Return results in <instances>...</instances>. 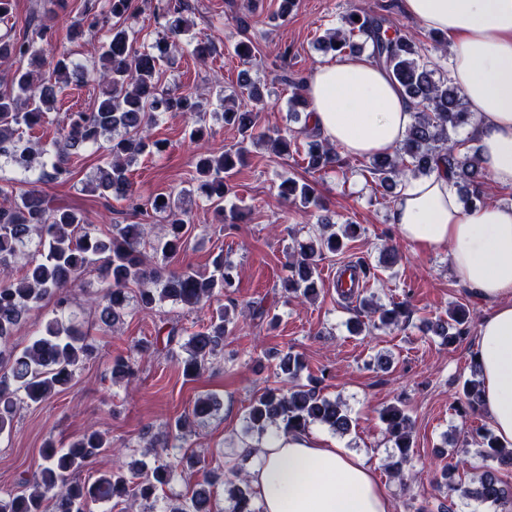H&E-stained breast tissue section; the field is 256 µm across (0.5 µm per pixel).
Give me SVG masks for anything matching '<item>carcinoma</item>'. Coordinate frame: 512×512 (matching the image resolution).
<instances>
[{
  "label": "carcinoma",
  "instance_id": "cac0c4a2",
  "mask_svg": "<svg viewBox=\"0 0 512 512\" xmlns=\"http://www.w3.org/2000/svg\"><path fill=\"white\" fill-rule=\"evenodd\" d=\"M188 5L184 0H155L154 14L161 21L163 36L138 49V32L129 24L133 17V0H107L99 13H86L68 32L72 39L102 34L100 46L89 60H76L68 55H52L50 48L56 30L41 23L31 34L17 38L10 31L0 34V63L18 61L26 66L10 76L11 90L0 91V158L24 172L40 167L38 180H57L68 174L70 151L92 147L105 152L102 165L88 183V188L104 197L126 202L127 206L149 218L167 224L165 240L154 248L160 260L151 261L143 253V224H114L112 233L103 232L90 224L82 214L66 207L51 206L46 194L31 187L17 196L13 206L0 209V435L13 427L16 400L38 404L63 391L74 380L76 369L94 357L95 346L75 324L70 312V288L86 269L97 266L103 283L100 293L90 301L98 314L99 323L110 328L123 318L129 307L128 289L138 287L136 307L152 312L159 304L171 301L189 310L204 307L217 294L233 287L231 266L224 264V255L216 256L215 271L209 276L188 270H171L167 260L187 246V212L182 207L183 192L159 194L148 202L142 201L134 189L128 167L134 156L159 153L162 144L148 135L149 127L165 112H187L193 120L190 140L199 142L208 134L206 125L209 100L191 92L164 86L160 79L161 63L169 60L173 50L186 48L199 59L206 60L214 52L210 41L190 36L191 23L185 16ZM235 42L234 54L244 64L250 63L256 48L245 29ZM327 53L340 54L366 47L371 56L385 66L401 85L405 95L416 106L414 123L408 128L402 146L394 153L374 157L370 172L379 186L391 191L410 175L414 178L445 171L463 193L465 204L485 201L482 186L485 172L479 150L466 142L452 139L448 131L470 123L464 97L448 78L437 76L436 63L421 53L420 42L397 28L385 25V20L367 13L351 12L342 17V26L330 29L318 40ZM89 72L97 75L98 103L91 112H71L58 124L53 150H43L35 157L30 146L20 147L26 130L41 126L48 112L54 109L62 86L76 76ZM291 87L290 115L299 119L307 113L306 80L281 76ZM246 97L255 104L263 102V91L255 81L242 79L237 89L219 98L222 104ZM222 118L237 125L242 140L258 141L277 157L298 155L312 172H322L336 166L337 154L326 139L304 125L301 131L255 134L256 113L224 108ZM247 149L237 147L219 154H202L196 161L197 191L212 205L221 223L237 224L241 216L234 209L224 210V197L229 191L224 175L242 165ZM285 199L302 207L322 208L310 186L292 178L278 185ZM360 234L357 224H336L328 215L318 218L317 228L308 241L288 255L289 275L282 288L288 296L311 299L318 293V261L327 253H336L345 241ZM36 243L20 274L12 273L15 259L26 254L25 248ZM47 300L54 302L53 317L48 319L41 334L33 337L23 350L11 344L13 331L34 307ZM361 303L374 309V327L399 323L408 317L403 305L387 307L373 299ZM468 322L467 311L457 306L448 311V321L436 326L437 335L453 344L461 339L462 326ZM229 319L224 309L215 311L206 325L186 342H181L184 329L178 324L162 321L158 333L165 335L164 349H182L180 359L183 376L199 377L215 360L224 356V336ZM303 362L290 353L280 358L279 369L286 386L267 390L256 399L245 416V433L261 437L268 428L288 434L305 432L313 424L326 425L335 432L350 430V418L341 404L320 395L314 387L297 383ZM114 381L129 380L135 375L133 363L115 358L109 368ZM465 408H481L480 382L468 380L462 387ZM214 398H199L190 412L179 416L174 430L185 428L189 419L208 420L218 411ZM381 420L386 425L387 439L393 452L387 467L401 475L412 447V426L404 411L396 406L383 409ZM112 443L95 429H88L66 448L47 441L41 448L42 463L26 489L0 497V512H47L53 502V512H90V505L114 499L135 504L142 500L156 502L158 492L168 486L180 466L204 468V461L194 454H184L174 463H160L147 468L145 462L134 460L127 469L117 467L86 483L77 474L104 454ZM481 455L505 463L512 460V449L500 446L497 439L482 436ZM239 483L229 490V512H258L253 507L246 474L232 471L226 475L205 472L203 483L192 492L190 501L168 500L163 512H215V485ZM461 499L477 496L497 503L512 498V486L505 484L493 471H485L479 486L472 490L462 484L451 486Z\"/></svg>",
  "mask_w": 512,
  "mask_h": 512
}]
</instances>
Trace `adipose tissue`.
I'll return each mask as SVG.
<instances>
[{"mask_svg":"<svg viewBox=\"0 0 512 512\" xmlns=\"http://www.w3.org/2000/svg\"><path fill=\"white\" fill-rule=\"evenodd\" d=\"M401 11L452 45L450 77L464 95L481 159L494 183L512 186V0H400ZM312 124L342 153L368 158L402 142L415 110L372 58L345 53L306 81ZM400 237L447 249L456 279L493 312L481 323L475 359L482 408L499 442L512 447V205L463 207L447 173L404 181L393 204ZM260 512H392L373 468L306 431L266 435L249 469Z\"/></svg>","mask_w":512,"mask_h":512,"instance_id":"adipose-tissue-1","label":"adipose tissue"}]
</instances>
